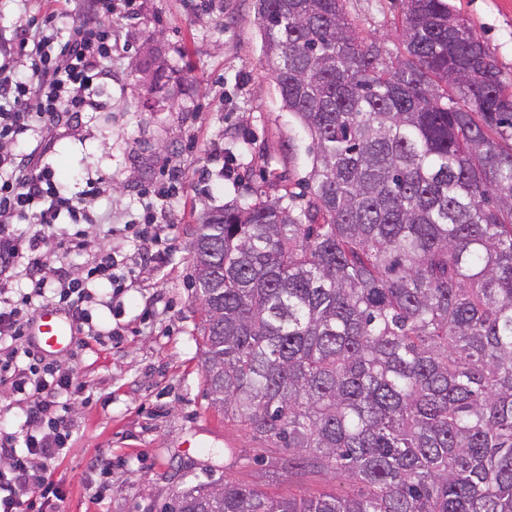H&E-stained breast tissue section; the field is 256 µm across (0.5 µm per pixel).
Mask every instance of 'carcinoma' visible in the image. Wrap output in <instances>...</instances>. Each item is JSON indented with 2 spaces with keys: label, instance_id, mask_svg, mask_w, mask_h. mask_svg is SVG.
Returning <instances> with one entry per match:
<instances>
[{
  "label": "carcinoma",
  "instance_id": "1",
  "mask_svg": "<svg viewBox=\"0 0 512 512\" xmlns=\"http://www.w3.org/2000/svg\"><path fill=\"white\" fill-rule=\"evenodd\" d=\"M253 10L312 189L202 218L207 397L352 493L208 482L164 512H512V89L447 0H405L402 57L343 0Z\"/></svg>",
  "mask_w": 512,
  "mask_h": 512
}]
</instances>
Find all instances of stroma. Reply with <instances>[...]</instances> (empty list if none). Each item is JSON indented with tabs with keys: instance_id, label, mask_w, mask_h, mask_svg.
I'll return each mask as SVG.
<instances>
[{
	"instance_id": "1",
	"label": "stroma",
	"mask_w": 512,
	"mask_h": 512,
	"mask_svg": "<svg viewBox=\"0 0 512 512\" xmlns=\"http://www.w3.org/2000/svg\"><path fill=\"white\" fill-rule=\"evenodd\" d=\"M512 83V0H448ZM112 61L94 105L70 134L42 141L59 188L96 182L89 251L132 258L146 212L162 226L166 263L136 269L94 323L120 328L57 355L84 385L76 433L54 471L57 512H162L183 489L230 480L275 496L308 497L341 486L320 474L268 478L272 443L253 438L205 396L202 314L192 285V243L204 214L225 203L303 193L313 141L288 112L262 52L252 0H114ZM93 17V0H0V51L49 10ZM358 35L393 55L403 0H344ZM180 167L171 203L151 210L146 190Z\"/></svg>"
}]
</instances>
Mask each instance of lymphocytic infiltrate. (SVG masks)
Listing matches in <instances>:
<instances>
[{
    "label": "lymphocytic infiltrate",
    "instance_id": "lymphocytic-infiltrate-1",
    "mask_svg": "<svg viewBox=\"0 0 512 512\" xmlns=\"http://www.w3.org/2000/svg\"><path fill=\"white\" fill-rule=\"evenodd\" d=\"M50 11L43 26L22 32L16 45L30 60L28 81L5 77L0 64V143L61 135L92 105L95 81L112 59V32L95 21L63 23ZM97 194L87 183L79 194L60 191L41 155L23 158L0 153V386L26 403L13 430L0 427V512H43L59 489L52 472L73 437L68 400L83 386L72 373L36 352L27 327L37 308L65 307L86 335L99 339L89 307L100 293L121 288L125 280L118 260L102 252L72 272L70 256L86 249L78 224L87 202ZM76 230L59 239V224ZM60 253L58 267L45 258Z\"/></svg>",
    "mask_w": 512,
    "mask_h": 512
}]
</instances>
